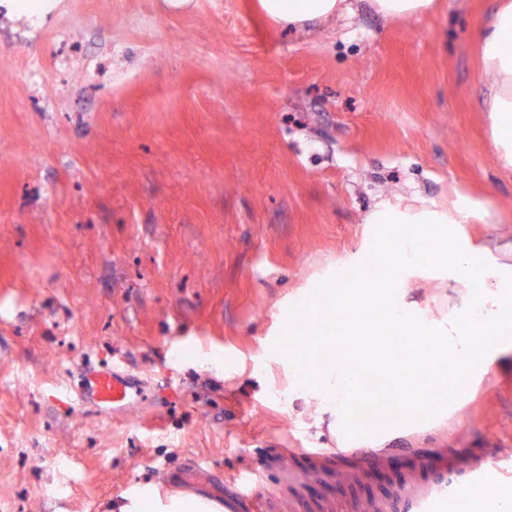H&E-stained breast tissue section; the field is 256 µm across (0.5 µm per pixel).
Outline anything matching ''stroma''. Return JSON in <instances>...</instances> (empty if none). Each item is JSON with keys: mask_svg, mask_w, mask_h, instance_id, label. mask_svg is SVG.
I'll use <instances>...</instances> for the list:
<instances>
[{"mask_svg": "<svg viewBox=\"0 0 512 512\" xmlns=\"http://www.w3.org/2000/svg\"><path fill=\"white\" fill-rule=\"evenodd\" d=\"M256 3L0 0V512H113L145 484L220 507L239 470V512H407L449 459L512 449V347L370 465L333 455L275 347L296 298L366 258L380 203L487 200L454 234L512 266L478 41L500 0H356L308 32ZM403 289L436 319L467 292ZM106 367L141 396L75 407ZM374 9L381 16L398 20L430 12L435 0H371Z\"/></svg>", "mask_w": 512, "mask_h": 512, "instance_id": "obj_1", "label": "stroma"}]
</instances>
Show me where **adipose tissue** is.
I'll use <instances>...</instances> for the list:
<instances>
[{"instance_id":"obj_1","label":"adipose tissue","mask_w":512,"mask_h":512,"mask_svg":"<svg viewBox=\"0 0 512 512\" xmlns=\"http://www.w3.org/2000/svg\"><path fill=\"white\" fill-rule=\"evenodd\" d=\"M353 0H258L263 14L289 29L340 18L353 12ZM484 69L494 78L488 106L490 132L505 165L512 167V0L491 15L481 32ZM121 512H213V505L194 494L161 499L155 486L140 487Z\"/></svg>"}]
</instances>
